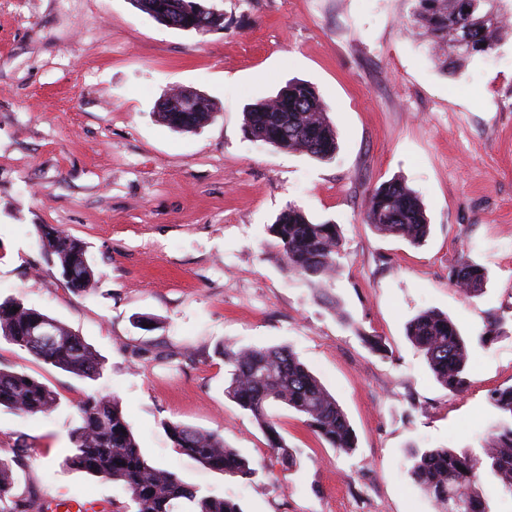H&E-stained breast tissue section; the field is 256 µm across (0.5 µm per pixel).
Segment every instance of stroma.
<instances>
[{
    "label": "stroma",
    "mask_w": 512,
    "mask_h": 512,
    "mask_svg": "<svg viewBox=\"0 0 512 512\" xmlns=\"http://www.w3.org/2000/svg\"><path fill=\"white\" fill-rule=\"evenodd\" d=\"M224 27H165L131 0H0V300L56 318L104 359L89 382L0 343V367L54 390L49 416L0 412V455L29 445L17 489L47 502L123 490L63 470L74 405L119 397L144 456L247 512H436L404 468L410 446L476 448L495 415L490 390L512 385V36L443 75L401 27L409 0H210ZM315 86L337 132L335 158L284 153L244 132L249 104L289 80ZM175 88L209 96L216 119L192 132L162 123ZM397 179L431 224L419 247L365 222L366 199ZM339 224L329 287L342 321L270 259L268 228L288 205ZM80 239L100 282L67 290L37 227ZM489 272L483 297L459 294L461 258ZM423 309L464 335L500 319L471 348V384L449 395L405 335ZM385 341L373 354L362 335ZM289 346L336 397L357 436L346 455L274 413L301 466L243 483L173 448L163 424L223 435L253 461L266 440L224 393L219 344Z\"/></svg>",
    "instance_id": "1"
}]
</instances>
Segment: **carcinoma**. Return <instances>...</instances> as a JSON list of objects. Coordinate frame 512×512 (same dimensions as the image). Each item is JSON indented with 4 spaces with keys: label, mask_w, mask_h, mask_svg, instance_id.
Masks as SVG:
<instances>
[{
    "label": "carcinoma",
    "mask_w": 512,
    "mask_h": 512,
    "mask_svg": "<svg viewBox=\"0 0 512 512\" xmlns=\"http://www.w3.org/2000/svg\"><path fill=\"white\" fill-rule=\"evenodd\" d=\"M404 20L407 32L443 50L435 56L441 71L452 74L456 64L491 55L503 38L505 6L512 0H410ZM133 5L159 24L181 30L204 31L221 27V15L211 8L198 9L201 0H132ZM194 97L199 106L182 108ZM159 119L180 132H194L216 117L214 102L205 95L176 89L157 111ZM244 129L254 140L278 151L305 154L330 161L338 149L337 134L316 89L305 81H290L274 96L257 101L244 112ZM365 221L381 235L419 246L430 234L425 206L415 191L390 180L370 193ZM48 232L39 236L47 261L60 271L65 287L77 295L96 291L98 277L86 257L83 243L65 231L39 225ZM275 239L274 260L288 273L316 288L324 304L343 320L349 316L326 288L333 280L342 249L339 226L315 222L302 209L288 205L270 225ZM488 270L463 259L450 273V281L466 298L481 297ZM18 308L12 312V308ZM55 324L52 346L32 345L26 336L34 320ZM406 336L424 358L437 383L457 395L469 386V341L447 314L425 309L406 325ZM34 358L96 382L105 363L77 334L50 315L21 300L0 301V341ZM216 352L226 369L225 395L246 412L263 433L269 460L284 470L300 466L296 449L289 447L270 409L284 406L295 413L321 442L344 453L357 448L355 432L336 397L286 346L235 348L222 345ZM495 413L488 436L479 450L472 448L407 449L405 460L413 485L435 505L437 512H494L482 491L487 480L512 494V386L488 395ZM60 399L45 383L17 370L0 368V411L22 416L49 415ZM78 424L70 432L71 453L62 467L84 472L119 486L134 506L133 512H245L232 498L204 491L176 474L151 464L142 454L119 398L92 392L75 404ZM165 432L178 451L208 469L249 482L259 472L257 464L224 443L218 432H204L179 422L164 423ZM26 450L17 438L13 456H0V512H43L39 495L16 491L15 468Z\"/></svg>",
    "instance_id": "cac0c4a2"
}]
</instances>
